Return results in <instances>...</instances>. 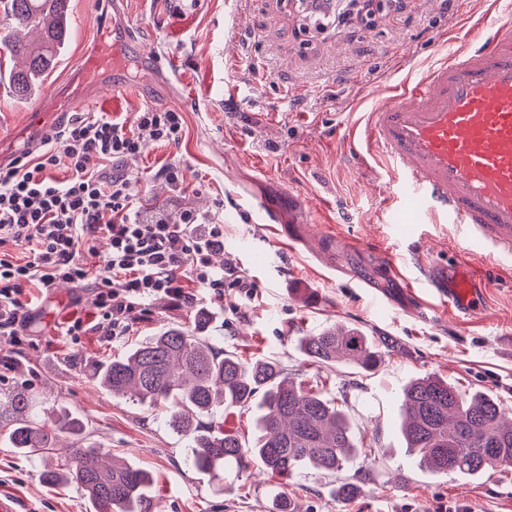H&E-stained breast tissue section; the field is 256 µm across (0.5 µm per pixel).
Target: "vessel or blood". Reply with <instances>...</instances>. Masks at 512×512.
<instances>
[{
    "instance_id": "b4317fda",
    "label": "vessel or blood",
    "mask_w": 512,
    "mask_h": 512,
    "mask_svg": "<svg viewBox=\"0 0 512 512\" xmlns=\"http://www.w3.org/2000/svg\"><path fill=\"white\" fill-rule=\"evenodd\" d=\"M475 27L486 33L482 47L460 41L420 79L366 112L357 136L368 154L398 172L394 223L453 224L467 245L488 252L476 275L461 262L439 276L389 263L407 288L431 289L438 305L468 319L482 309L483 288L512 265V29L499 26L494 6ZM136 41L132 26L119 38L102 30L98 50L82 61L85 85L67 96L72 108L93 91H122L107 76Z\"/></svg>"
}]
</instances>
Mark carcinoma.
Wrapping results in <instances>:
<instances>
[{"label":"carcinoma","mask_w":512,"mask_h":512,"mask_svg":"<svg viewBox=\"0 0 512 512\" xmlns=\"http://www.w3.org/2000/svg\"><path fill=\"white\" fill-rule=\"evenodd\" d=\"M0 45L23 66L9 73L15 96L28 98L58 60L66 33L69 0H0ZM39 38L25 41L18 31ZM194 330H163L121 357L94 367L98 384L115 396L148 407L162 406L166 424L189 435L193 469L224 490L256 464L288 480L309 469L334 473L360 452L348 417L319 386L295 383L267 359L246 363L205 336L209 313L199 310ZM298 349L312 366L344 361L370 371L382 362L381 344L357 329L326 328L301 336ZM254 409V438L248 442L224 430V414ZM403 437L418 465L432 473L480 474L512 468V421L486 392L466 395L437 376L410 380L402 390ZM57 431L78 435L82 424L56 417ZM11 446L45 461L41 477L50 485L74 484L93 512H153L149 474L127 462L100 467L99 450L55 448L44 425L22 412L8 434ZM507 449L495 460L486 448ZM272 512H295L284 487L273 489Z\"/></svg>","instance_id":"cac0c4a2"}]
</instances>
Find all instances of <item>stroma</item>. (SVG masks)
I'll use <instances>...</instances> for the list:
<instances>
[{
	"mask_svg": "<svg viewBox=\"0 0 512 512\" xmlns=\"http://www.w3.org/2000/svg\"><path fill=\"white\" fill-rule=\"evenodd\" d=\"M483 0H394L367 24L348 20L313 38L291 0H70V33L55 68L31 97L16 99L0 82V158L36 151L62 118L56 102L80 77L81 59L102 25L134 23L142 51H130L118 97L102 94L91 110L132 125L143 107L184 117L179 145L146 142L132 159L91 169L129 177L145 214L191 209L224 226L218 267L247 276L254 296L228 288L220 301L200 297L150 303L127 336H66L72 313L88 315L90 293L62 283L38 299L24 345L0 336V361L15 369L0 380V497L19 512H85L72 485L50 486L42 464L5 439L10 404L28 398L34 414L79 415L83 443L127 459L152 475L159 512H270L276 483L241 474L220 492L188 464L187 437L172 433L160 408L100 388L95 362L126 352L168 327L191 326L197 308L212 311L207 334L248 360L273 358L294 381L317 382L349 416L369 456L339 475L302 470L287 494L301 512H512V470L480 477L421 470L401 437L399 394L410 379L435 375L461 392L494 395L512 410V277L494 280L474 320L435 307L418 309L387 258L421 253L425 264L482 266L445 224L401 230L392 221L393 172L362 164L345 131L404 81L416 80L435 55L452 53L455 27ZM178 168L174 185L165 170ZM302 227L289 241L288 225ZM378 242L382 251L371 250ZM347 326L386 342L384 363L365 372L339 363L315 368L298 337ZM356 485L340 501L338 483Z\"/></svg>",
	"mask_w": 512,
	"mask_h": 512,
	"instance_id": "obj_1",
	"label": "stroma"
}]
</instances>
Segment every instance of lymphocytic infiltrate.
<instances>
[{
    "mask_svg": "<svg viewBox=\"0 0 512 512\" xmlns=\"http://www.w3.org/2000/svg\"><path fill=\"white\" fill-rule=\"evenodd\" d=\"M183 123L179 112L149 107L129 126L80 115L46 136L35 156L0 166L1 336L22 345L31 289L46 294L61 281L93 289L92 320L73 316L67 335L93 331L109 340L127 335L150 301L191 300L188 281L218 301L228 286L252 295L253 282L227 278L212 264L213 252L224 246L223 225L188 209L175 220L143 218L130 179L87 167L94 156L111 162L138 155L147 139L179 143ZM62 162L70 174L59 181L51 172Z\"/></svg>",
    "mask_w": 512,
    "mask_h": 512,
    "instance_id": "f902f5d3",
    "label": "lymphocytic infiltrate"
}]
</instances>
